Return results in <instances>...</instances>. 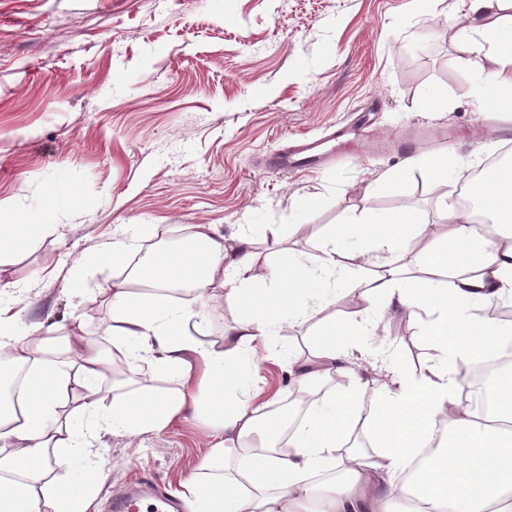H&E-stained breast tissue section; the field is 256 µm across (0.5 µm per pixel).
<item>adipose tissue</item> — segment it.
Returning a JSON list of instances; mask_svg holds the SVG:
<instances>
[{
	"label": "adipose tissue",
	"mask_w": 512,
	"mask_h": 512,
	"mask_svg": "<svg viewBox=\"0 0 512 512\" xmlns=\"http://www.w3.org/2000/svg\"><path fill=\"white\" fill-rule=\"evenodd\" d=\"M458 49L472 57L478 107L512 112V0H464ZM475 211L453 196L439 203L444 223L429 234L415 211L360 213L330 225L316 251L289 254L287 265H261V251L284 244L280 225L262 236L243 229L222 233L196 224L192 251L156 250L133 264L142 224L124 225L112 246L86 265L123 270L108 291L112 323L105 333L138 378L112 383L111 411L79 431L58 409L78 390L83 410L100 401L109 359L88 346L80 327L55 337L43 325L19 330L15 313L0 306V355L26 367L19 403L0 401V512H96L101 460L91 441L97 430L158 433L186 411L203 415L216 432L206 460L185 483L190 512H512V374L495 387L493 410L463 404L470 364L512 348V322L482 316L493 303L512 301V161L473 178ZM489 219L495 237L478 233L475 216ZM189 300L175 298V291ZM360 292L347 317L329 309ZM241 310L224 342L205 338L214 308ZM407 313L429 340L433 357L405 373L377 352L373 338L385 311ZM324 316L307 355H289L290 384L310 396L304 418L284 427L253 378L258 343ZM165 374L175 387L156 386ZM446 435L415 487L401 480L417 452ZM361 427L376 452L352 453L336 473V452L352 427ZM287 428L286 447L277 431Z\"/></svg>",
	"instance_id": "ef3b65f1"
}]
</instances>
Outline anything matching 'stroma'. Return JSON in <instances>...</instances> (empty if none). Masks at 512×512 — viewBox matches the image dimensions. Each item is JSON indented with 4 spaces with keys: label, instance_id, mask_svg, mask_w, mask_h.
Returning a JSON list of instances; mask_svg holds the SVG:
<instances>
[{
    "label": "stroma",
    "instance_id": "obj_1",
    "mask_svg": "<svg viewBox=\"0 0 512 512\" xmlns=\"http://www.w3.org/2000/svg\"><path fill=\"white\" fill-rule=\"evenodd\" d=\"M459 0H0V212L48 224L32 248L0 256V290L18 298L20 320L59 335L82 324L98 341L112 323L105 299L119 272L85 267L123 225L147 240L194 224L260 233L279 224L297 249L353 213L410 208L436 225L439 196L461 180L428 172L383 182L403 157L397 144L421 126L446 133L442 148L415 150L477 163L505 147L512 114L479 111L474 82L454 43ZM444 100L420 104L430 90ZM371 113L378 141L360 140L339 162L288 176L265 156L298 135L321 136ZM310 226L311 237L293 227ZM313 324L280 332L259 354V389L287 397L288 352L305 350ZM380 331L405 368L432 350L398 310ZM99 512L136 479L169 496L208 454L203 417L165 432L99 431Z\"/></svg>",
    "mask_w": 512,
    "mask_h": 512
}]
</instances>
